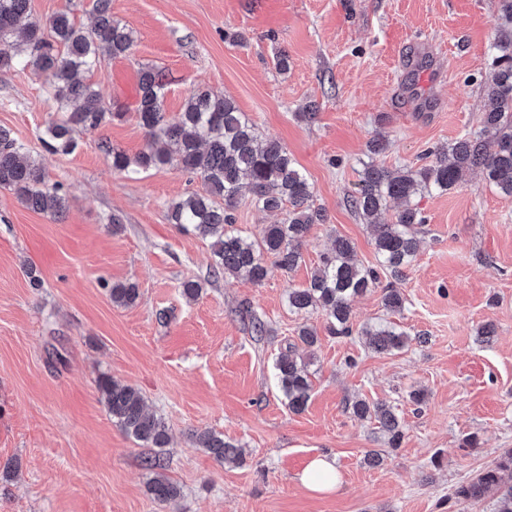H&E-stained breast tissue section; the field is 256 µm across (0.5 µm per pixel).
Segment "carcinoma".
I'll use <instances>...</instances> for the list:
<instances>
[{"mask_svg":"<svg viewBox=\"0 0 512 512\" xmlns=\"http://www.w3.org/2000/svg\"><path fill=\"white\" fill-rule=\"evenodd\" d=\"M498 2L494 69L481 81L490 109L483 113L480 130L435 148L431 163L419 168L389 169L374 160L364 164L350 206L372 229L376 264L366 267L354 262L352 242L338 235L307 283L288 289V307L296 312H323L333 336L353 335L352 302L376 288L381 289L385 309L403 310L395 282L416 259L419 240L414 228L424 223L415 196L446 192L466 173L479 170L487 184L512 197V0ZM92 10L93 23L84 27L75 23L66 8L41 20L32 15L31 0H0V69L23 65L39 71L60 112L41 136L45 151L51 154L75 150L76 133L98 131L123 116L105 103L87 74L107 60L127 56L134 43L133 31L112 17L111 0H93ZM164 99L161 75L151 66L142 67L135 118L146 144L131 156L100 142L112 158V169L138 175L170 164L202 180L204 192L171 203L168 219L211 241L214 274L244 273L260 283L267 275L269 257L282 270L294 271L302 262L301 247L311 228L325 223L323 209L315 205L312 186L294 157L280 141L262 138L224 95L203 89L191 93L175 122L166 117ZM0 189L13 192L34 212L61 216L67 209L63 186L48 182L41 160L2 126ZM391 201L400 203L395 219L379 221ZM242 204L285 215L251 238L233 227ZM384 276L389 281L382 282ZM139 296L132 282L110 288L117 306H132ZM358 335L366 337L368 347L377 353L400 350L410 342L407 332L390 323L366 324ZM276 370L288 409L302 412L312 391L308 363L288 353L280 356ZM97 390L112 422L127 436L155 449V457L147 462L154 471L147 486L150 496L160 503L178 499L180 488L157 473L169 445L163 419L147 410L143 395L131 385L103 375ZM352 411L361 419H375L390 447H399L404 431L395 407L361 399L352 403ZM195 441L220 464L240 457L234 445L212 430L196 432ZM488 496L494 500L493 512H512V448L504 449L493 466L456 485L451 493L457 501Z\"/></svg>","mask_w":512,"mask_h":512,"instance_id":"1","label":"carcinoma"}]
</instances>
